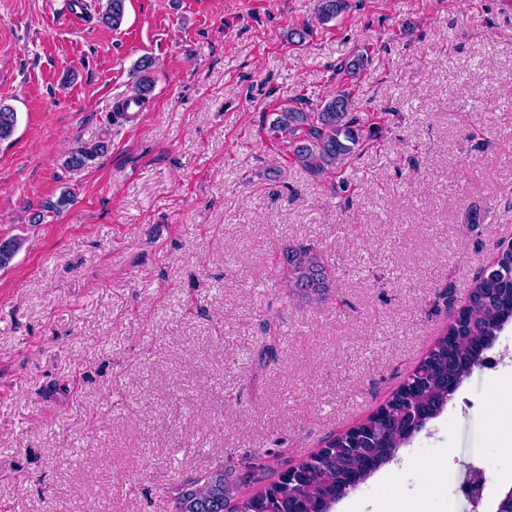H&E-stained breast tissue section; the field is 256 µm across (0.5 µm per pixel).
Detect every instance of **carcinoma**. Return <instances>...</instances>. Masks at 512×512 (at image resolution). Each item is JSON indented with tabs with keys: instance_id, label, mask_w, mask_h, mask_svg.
<instances>
[{
	"instance_id": "carcinoma-1",
	"label": "carcinoma",
	"mask_w": 512,
	"mask_h": 512,
	"mask_svg": "<svg viewBox=\"0 0 512 512\" xmlns=\"http://www.w3.org/2000/svg\"><path fill=\"white\" fill-rule=\"evenodd\" d=\"M126 0H104L98 21L121 27ZM347 0H318L317 17L326 24L343 13ZM155 61L142 57L125 103L141 104L151 93ZM17 114L0 106V140L10 138ZM274 138L285 143L293 159L316 175L337 174L372 138L365 119L353 109L350 93L339 91L315 109L286 106L270 125ZM103 144L73 149L66 161L71 170L85 167ZM288 294L309 302L323 301L332 288L328 264L313 249L292 247L284 254ZM512 323V247L501 250L477 277L469 303L437 338L428 355L404 384L377 411L356 427L331 436L325 446L303 462L281 472L255 492L238 496L254 483V463L230 475L218 464L186 480L175 498L176 512H332L338 501L367 480L426 424L437 417L473 368L484 360L499 334Z\"/></svg>"
}]
</instances>
